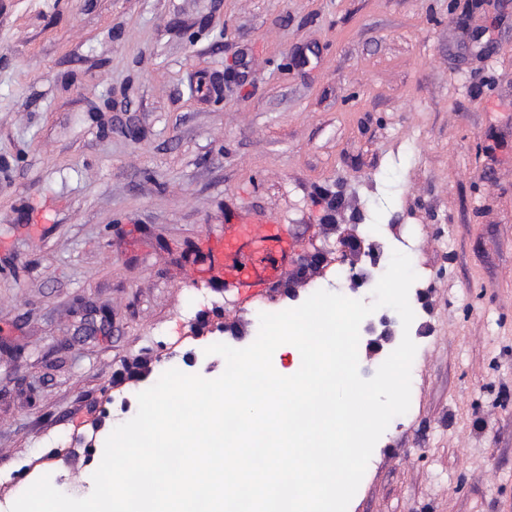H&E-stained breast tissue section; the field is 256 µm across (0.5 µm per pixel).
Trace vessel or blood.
I'll return each instance as SVG.
<instances>
[{
	"instance_id": "obj_1",
	"label": "vessel or blood",
	"mask_w": 512,
	"mask_h": 512,
	"mask_svg": "<svg viewBox=\"0 0 512 512\" xmlns=\"http://www.w3.org/2000/svg\"><path fill=\"white\" fill-rule=\"evenodd\" d=\"M203 255L199 279L236 295L242 314L254 301L271 295L283 269L302 260L293 234L273 218L258 225L227 220L223 232L206 239Z\"/></svg>"
}]
</instances>
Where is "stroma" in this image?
I'll list each match as a JSON object with an SVG mask.
<instances>
[{
  "instance_id": "stroma-1",
  "label": "stroma",
  "mask_w": 512,
  "mask_h": 512,
  "mask_svg": "<svg viewBox=\"0 0 512 512\" xmlns=\"http://www.w3.org/2000/svg\"><path fill=\"white\" fill-rule=\"evenodd\" d=\"M234 213L307 254L382 224L431 273L410 408L347 512H512V0H0V472L88 496L124 361L207 312L255 340L192 262Z\"/></svg>"
}]
</instances>
